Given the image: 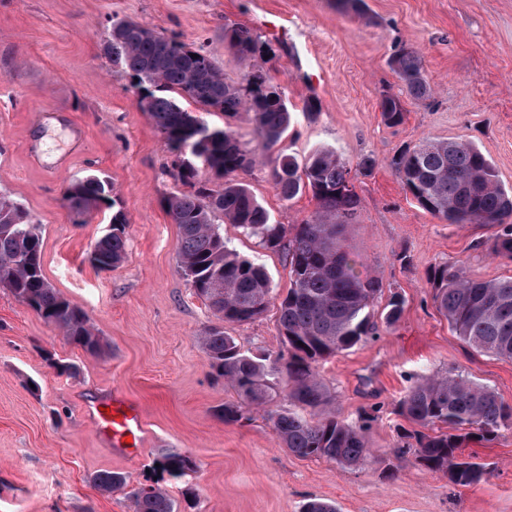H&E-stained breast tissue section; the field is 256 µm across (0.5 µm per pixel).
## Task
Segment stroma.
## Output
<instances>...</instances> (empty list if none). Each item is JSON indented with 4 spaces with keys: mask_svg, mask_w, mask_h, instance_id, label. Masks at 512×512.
Instances as JSON below:
<instances>
[{
    "mask_svg": "<svg viewBox=\"0 0 512 512\" xmlns=\"http://www.w3.org/2000/svg\"><path fill=\"white\" fill-rule=\"evenodd\" d=\"M364 2L365 15L344 16L336 0H0V195L38 224L47 281L87 313L102 344L98 356L86 354L0 287V512H133L127 494L94 485L95 475L111 471L124 474L129 488L157 485L176 500L193 486L200 512H301L312 498L335 502L338 512H512V426L461 448L487 476L460 487L403 450L400 436L414 425L397 411L414 377L448 370L512 405V360L464 342L426 281L446 263L501 279L512 276V262L490 255L494 228L439 220L389 166L423 138L471 140L512 189V0ZM118 19L194 44L228 81L270 72L293 113L284 144L298 157L328 147L352 164L376 158L373 172L354 182L361 207L341 240L363 274L383 285L372 307L377 333L316 365L339 418L355 424L377 413L358 466L291 454L264 412L251 411L242 424L214 415L237 395L209 373L201 337L215 319L179 267L178 227L161 205L181 188L176 158L139 108L130 79L114 74L101 50ZM228 22L254 29L274 56L238 59L224 43ZM403 46L420 53L431 100L408 98L391 70L389 59ZM386 92L403 99L401 125L381 119ZM311 96L322 105L313 120L302 110ZM44 107L61 111L56 126L34 121ZM70 121L86 133L70 167L55 175L31 167L32 147L45 165L55 162ZM93 172L108 176L128 221L125 258L109 270L88 255L111 210L78 224L63 201L69 182ZM238 179L274 223L298 224L316 209L308 192L282 200L266 163ZM221 230L231 249L264 267L275 297L259 319L224 330L243 351L276 354V300L290 286L288 263L232 224ZM394 292L405 304L390 326L384 307ZM56 360L75 372L59 373ZM115 393L135 400L145 422L132 456L112 452L87 411ZM170 449L190 456L194 473L182 480L163 473L158 462Z\"/></svg>",
    "mask_w": 512,
    "mask_h": 512,
    "instance_id": "35a3bbf8",
    "label": "stroma"
}]
</instances>
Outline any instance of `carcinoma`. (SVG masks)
<instances>
[{
	"mask_svg": "<svg viewBox=\"0 0 512 512\" xmlns=\"http://www.w3.org/2000/svg\"><path fill=\"white\" fill-rule=\"evenodd\" d=\"M224 43L242 60L273 53L269 41L240 24H224ZM102 51L113 71L132 79L141 111L177 157V178L187 187L166 197L163 208L180 230V268L194 294L220 322L202 337L208 366L240 399L238 404L218 406L215 413L233 424L247 419L244 406L266 407L281 446L289 452L342 466L362 463L367 457V423L373 417L353 426L325 414L331 395L314 364L376 334L370 309L381 284L362 275L358 262L340 243L343 227L353 222L361 206L354 179L372 173L376 159L365 156L353 167L328 149L302 162L288 153L283 140L291 112L281 85L268 72H252L245 82L231 83L201 49L128 20L112 22ZM390 64L413 99L432 98L433 88L416 50L400 48ZM188 103L229 118L251 114L257 139L273 154V188L284 201L310 191L317 202L313 215L288 229L271 223L256 196L236 180L256 165V150L231 126H213L188 110ZM379 112L388 126L402 124L406 115L399 97L388 93L380 98ZM390 165L412 198L432 215L450 224L498 228L490 251L512 262V193L501 186L478 147L463 140L425 138L401 149ZM200 166L207 167L213 179H199ZM111 194V181L97 174L70 182L64 193L68 209L78 216L114 208L112 233L97 240L89 254L101 270L118 265L126 249L127 219ZM218 217L288 258L291 286L278 307L283 348L273 356L247 354L224 333L226 324L262 316L271 303L272 288L262 267L224 245ZM41 255L37 225L15 202L0 197V285L85 353L97 355L101 344L87 314L50 286ZM428 282L438 309L458 336L481 352L512 360V276L483 280L462 267L444 264L430 272ZM403 304L399 294L390 295L387 323L399 320ZM279 396L290 408L271 409ZM398 411L419 426L403 435L405 448L427 469L446 473L452 484L462 487L479 483L486 474L482 465L458 458L463 443L473 436L490 439L501 427L512 425L511 405L490 388L451 370L414 381L400 397ZM441 425L447 431L439 430ZM159 467L182 478L195 464L189 456L170 450ZM94 483L107 493L127 492L134 512H180L160 487L126 491V477L120 473L98 474Z\"/></svg>",
	"mask_w": 512,
	"mask_h": 512,
	"instance_id": "cac0c4a2",
	"label": "carcinoma"
}]
</instances>
